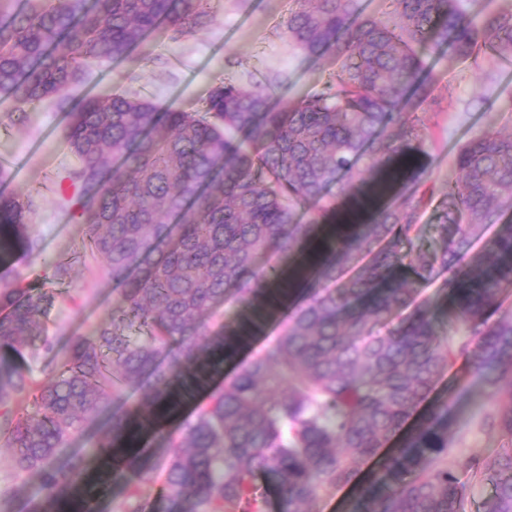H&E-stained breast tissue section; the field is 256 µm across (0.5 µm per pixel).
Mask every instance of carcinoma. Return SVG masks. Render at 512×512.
<instances>
[{
    "mask_svg": "<svg viewBox=\"0 0 512 512\" xmlns=\"http://www.w3.org/2000/svg\"><path fill=\"white\" fill-rule=\"evenodd\" d=\"M387 9L382 22L358 0H299L288 39L338 68L323 91L283 108L226 79L201 112L110 88L69 110L86 248L104 262L117 306L94 335L72 339L42 386L29 368H0V405L30 396L36 407L0 421V446L47 492L31 512L71 501L86 459L61 472L55 455L132 383L153 379L138 412L112 416L103 455L207 386L279 308L271 286L313 244L305 298L282 336L167 439L165 463L130 457L122 512H150L139 486L158 480L166 512H268V482L283 512H304L351 483L424 405L382 486L359 493L351 512H512V314L497 315L512 285V224L471 254L478 229L512 207V134L484 130L459 149L448 208L425 243L423 172L407 151L423 142L428 56L512 58V11H470L463 0H388ZM211 20V0H45L0 12V92L29 106L57 98L159 28L175 40ZM30 207L0 196V265L36 249ZM405 266L415 279H393ZM436 278L446 309L415 302V284ZM51 302L0 282V343L34 361L52 352ZM223 303L235 307L224 333L201 342ZM458 361L499 402L492 426L508 443L490 467L448 463V406L431 395ZM467 474L491 485L479 504Z\"/></svg>",
    "mask_w": 512,
    "mask_h": 512,
    "instance_id": "obj_1",
    "label": "carcinoma"
}]
</instances>
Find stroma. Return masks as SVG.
Segmentation results:
<instances>
[{
	"label": "stroma",
	"instance_id": "1",
	"mask_svg": "<svg viewBox=\"0 0 512 512\" xmlns=\"http://www.w3.org/2000/svg\"><path fill=\"white\" fill-rule=\"evenodd\" d=\"M296 7L295 0H214V19L206 28L177 40L158 34L149 48L137 47L124 58L95 68L68 91L71 101L91 95L95 87L137 93L186 112L202 110L211 88L234 77L240 85L255 86L273 79L270 88L282 106L322 90L336 61L308 59L283 32V23ZM428 67L433 82L424 106L429 123L420 158L426 170L429 205L422 218L425 235H432L448 204V184L456 180L452 160L457 149L480 131L492 128L512 133V74L502 65L462 60L445 53L432 55ZM68 114L58 100L36 105L18 119L12 100L0 101V168L9 176L0 180V195L33 203V228L39 248L18 256L13 265L0 266V281L18 280L20 287L54 294L44 333L57 354H65L75 336L91 335L110 320L115 306L112 283L99 259L85 253L87 231L75 200L64 199L59 182L77 165L64 137ZM70 263L65 281L53 278L56 262ZM284 315L268 319L262 332L243 348L236 362L225 364L214 385L230 381L242 365L280 336ZM150 380L132 384L114 401L110 411L84 422L56 458L66 469L72 455L95 459L98 441L112 425L113 413L135 410L149 391ZM435 399L447 402L450 457L477 455L493 463L503 436L489 422L496 401L482 391L479 381L462 364H455L438 384ZM380 459L362 465L355 480L319 502L315 512H347L357 493L380 476ZM131 471L121 478H93L85 484V512H121ZM0 512H28L44 490L36 474L16 468L9 449L0 447Z\"/></svg>",
	"mask_w": 512,
	"mask_h": 512
}]
</instances>
